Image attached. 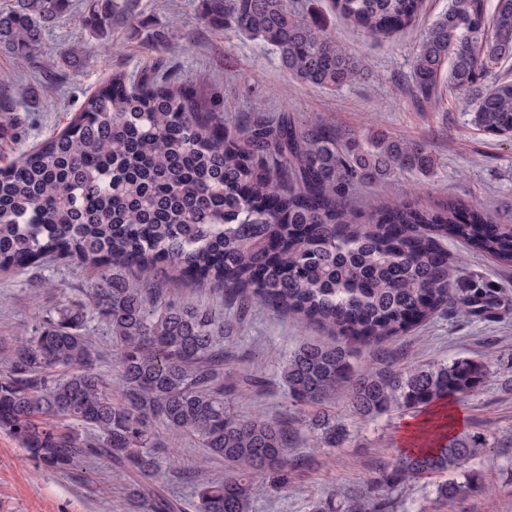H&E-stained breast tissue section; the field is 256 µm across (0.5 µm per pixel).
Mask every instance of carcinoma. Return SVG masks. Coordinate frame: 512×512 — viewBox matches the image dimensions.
Masks as SVG:
<instances>
[{
    "label": "carcinoma",
    "mask_w": 512,
    "mask_h": 512,
    "mask_svg": "<svg viewBox=\"0 0 512 512\" xmlns=\"http://www.w3.org/2000/svg\"><path fill=\"white\" fill-rule=\"evenodd\" d=\"M215 26L275 48L295 82L339 88L363 75L361 60L288 0H203ZM424 0H332L353 26L377 38L409 27ZM70 0H15L0 10V52L28 64ZM131 16L129 0H95L82 25L98 35ZM512 0H450L424 32L412 61L411 96L439 103L467 95L471 124L512 139ZM435 160L422 142L368 133L341 140L325 120L310 125L286 112L240 126L219 100L189 81L157 72L134 79L113 72L58 134L0 167V270L24 271L73 261L97 270L87 303H64L31 334L0 337V430L45 467L68 473L104 459L128 479L129 512H184L157 484L162 447L153 423L196 439L224 461L222 480L196 483V512H252L260 479L273 489L307 467L290 454L288 420L241 418L233 400L254 386L229 380L234 325L184 297L151 287L159 277L206 282L239 310L262 304L332 332L288 355L280 379L291 402L319 405L342 388L363 417L471 398L489 370L477 359L436 361L407 370L373 371L354 363L360 347L393 344L439 311L462 304L479 314L497 289L450 279L443 242L512 267V224L458 199L424 206L378 202L363 212L348 199L364 180L397 172L428 176ZM133 270L140 286L123 279ZM109 326L119 380L96 371L99 353L83 332L85 311ZM319 442L347 439L345 426L322 415ZM483 452L455 433L398 456L384 483L450 475L443 499L465 497L478 482ZM462 480H456V477ZM389 494L351 490L344 512H385Z\"/></svg>",
    "instance_id": "obj_1"
}]
</instances>
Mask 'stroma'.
<instances>
[{
	"label": "stroma",
	"mask_w": 512,
	"mask_h": 512,
	"mask_svg": "<svg viewBox=\"0 0 512 512\" xmlns=\"http://www.w3.org/2000/svg\"><path fill=\"white\" fill-rule=\"evenodd\" d=\"M290 3L363 57L366 70L361 78L335 91L297 85L270 45L240 35L231 26L218 29L207 23L202 0H135L131 21L112 26L102 42L81 24L89 0H71L68 14L46 33L35 63L21 67L0 53V106L9 107L13 117L8 134L0 136V166L65 127L113 71L153 68L199 79L201 92L218 95L225 115L236 120L269 118L286 109L303 124L324 119L344 138L382 130L428 144L435 158L432 174L404 172L384 182L360 183L351 199L355 208L379 198L430 205L454 197L512 223V140L473 128L464 94L448 95L436 108L417 105L409 95L416 48L427 27L447 10L448 0H425L410 27L379 41L338 16L331 0ZM162 40L172 43V50L159 48ZM186 41L191 50L178 51V44ZM79 42L86 48L84 62L66 68L58 78L48 73L47 64ZM104 42L113 46L106 55L100 51ZM447 248L451 280L496 285L495 313L480 318L448 307L395 344L362 352L357 363L397 370L458 357L489 361V378L462 408L464 433L481 440L488 452L478 458L474 469L480 479L465 498L439 500L436 478H423L394 502L392 512H512V267L473 253L461 242H448ZM95 278L92 269L76 263L0 271V336L20 335L62 303L84 299ZM234 336L235 370L259 381L235 400L237 414L288 419L299 431L295 453L312 460L310 468L295 473L280 491L255 483V512H311L314 502L353 489L371 498L380 496L376 482L393 468L410 412L364 418L350 411L341 392L319 407L292 404L279 379L280 364L298 344L326 339L321 329L299 328L294 320L256 305L241 312ZM322 412L345 425L348 438L342 447L313 448L307 443L312 422ZM160 440V454L171 463L164 480L185 512H195L193 473L200 470L221 478L226 469L223 463L205 460L191 437L164 431ZM109 471L101 462L68 474L54 472L38 466L10 435L0 433V512H128L126 483L110 477Z\"/></svg>",
	"instance_id": "stroma-1"
}]
</instances>
